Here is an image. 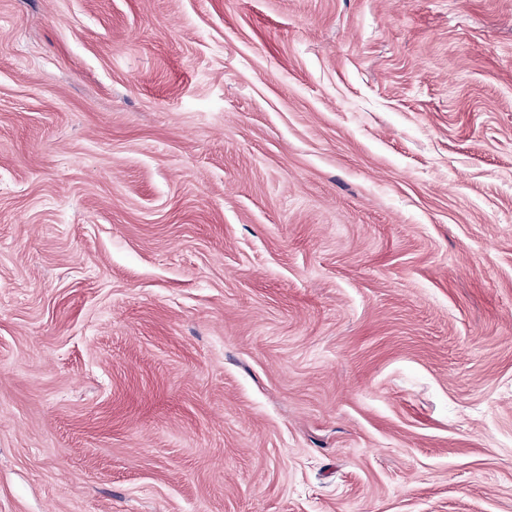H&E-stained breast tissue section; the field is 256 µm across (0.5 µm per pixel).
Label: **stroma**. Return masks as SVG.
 I'll return each mask as SVG.
<instances>
[{"mask_svg": "<svg viewBox=\"0 0 512 512\" xmlns=\"http://www.w3.org/2000/svg\"><path fill=\"white\" fill-rule=\"evenodd\" d=\"M0 512H512V0H0Z\"/></svg>", "mask_w": 512, "mask_h": 512, "instance_id": "stroma-1", "label": "stroma"}]
</instances>
